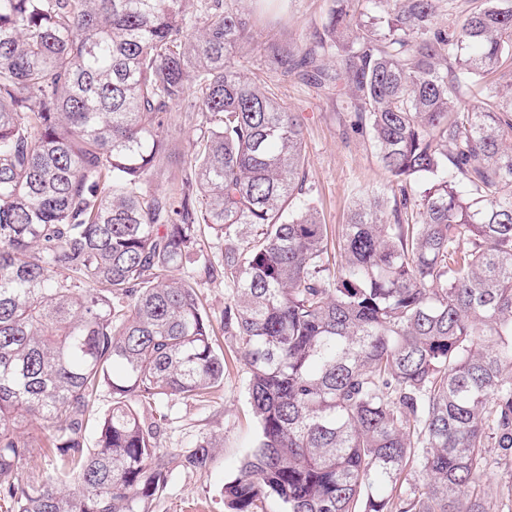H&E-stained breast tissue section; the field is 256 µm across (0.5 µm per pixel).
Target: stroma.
Masks as SVG:
<instances>
[{
    "label": "stroma",
    "instance_id": "35a3bbf8",
    "mask_svg": "<svg viewBox=\"0 0 512 512\" xmlns=\"http://www.w3.org/2000/svg\"><path fill=\"white\" fill-rule=\"evenodd\" d=\"M328 5V0H281L266 7L254 27L257 44L311 46ZM243 72L252 81L270 86L298 116L305 130L307 184L329 234H336L346 223L357 192L388 182L370 141L352 128L350 114L335 94L298 77L273 76L266 56L254 54L245 62ZM245 381L243 362L231 359L224 368L223 389L209 401L138 404L144 417L165 415L162 447L189 448L213 435L223 442L206 471H174L151 512H224L222 488L237 475L257 437Z\"/></svg>",
    "mask_w": 512,
    "mask_h": 512
}]
</instances>
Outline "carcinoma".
<instances>
[{
  "mask_svg": "<svg viewBox=\"0 0 512 512\" xmlns=\"http://www.w3.org/2000/svg\"><path fill=\"white\" fill-rule=\"evenodd\" d=\"M252 41L228 0H0L6 512H149L175 470H207L220 443L162 448L133 405L224 386L197 282L168 277L188 263L224 279L258 423L228 512H496L484 478L512 463V0L463 16L454 0H330L313 46L267 50L277 76L343 98L390 176L332 246L300 121L241 73ZM177 111L199 134L179 192L151 191ZM23 421L49 426L52 462L26 480Z\"/></svg>",
  "mask_w": 512,
  "mask_h": 512,
  "instance_id": "obj_1",
  "label": "carcinoma"
}]
</instances>
